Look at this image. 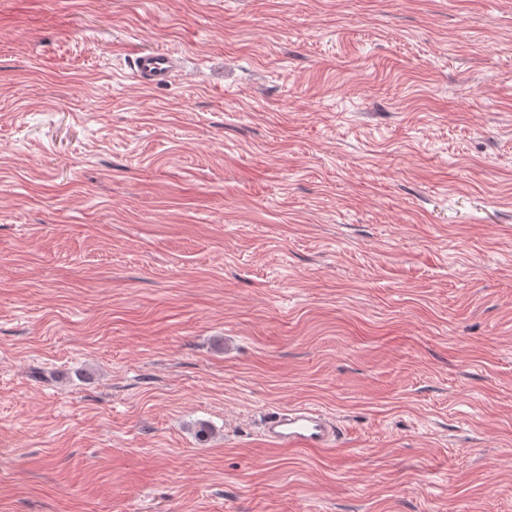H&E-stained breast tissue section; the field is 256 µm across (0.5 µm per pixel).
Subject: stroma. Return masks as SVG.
I'll return each instance as SVG.
<instances>
[{
	"label": "stroma",
	"mask_w": 512,
	"mask_h": 512,
	"mask_svg": "<svg viewBox=\"0 0 512 512\" xmlns=\"http://www.w3.org/2000/svg\"><path fill=\"white\" fill-rule=\"evenodd\" d=\"M0 512H512V0H0ZM179 58L173 53L150 51L139 53L132 62L134 79L144 89L166 84L177 68ZM269 441L285 448H333L342 431L315 407H298L270 415L265 422Z\"/></svg>",
	"instance_id": "obj_1"
}]
</instances>
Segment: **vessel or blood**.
Here are the masks:
<instances>
[{
    "instance_id": "obj_1",
    "label": "vessel or blood",
    "mask_w": 512,
    "mask_h": 512,
    "mask_svg": "<svg viewBox=\"0 0 512 512\" xmlns=\"http://www.w3.org/2000/svg\"><path fill=\"white\" fill-rule=\"evenodd\" d=\"M178 64V57L169 52L139 53L133 61L134 79L144 89L162 86ZM264 431L272 444L285 448H332L342 434L338 424L314 407L273 413L267 418Z\"/></svg>"
}]
</instances>
